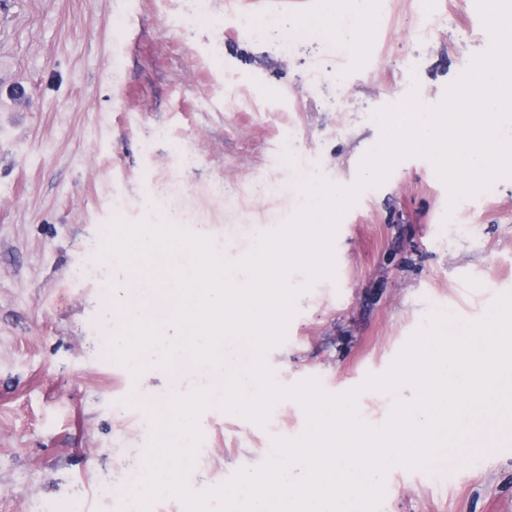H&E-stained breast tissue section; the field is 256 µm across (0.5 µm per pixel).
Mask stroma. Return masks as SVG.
<instances>
[{
  "instance_id": "obj_1",
  "label": "stroma",
  "mask_w": 512,
  "mask_h": 512,
  "mask_svg": "<svg viewBox=\"0 0 512 512\" xmlns=\"http://www.w3.org/2000/svg\"><path fill=\"white\" fill-rule=\"evenodd\" d=\"M325 5L206 0L186 26L184 0H15L0 17V512H122L160 443L144 407L245 366L233 336L214 360L172 370H131L108 346L126 330L113 291L134 269L97 247L115 222H145L144 198L246 280L256 227L288 224L307 177L352 185L333 272L291 271L294 313L264 364L285 389L313 379L355 392L370 428L418 391L368 389V376L433 316L475 324L512 294V176L454 201L415 150L381 184L357 186L384 116L440 105L491 48L478 0H378L368 22L339 0L335 37L288 31ZM200 419L183 462L197 494L266 466L277 441L308 428L289 396L261 422L217 397ZM377 512H512V443L444 467L391 466Z\"/></svg>"
}]
</instances>
